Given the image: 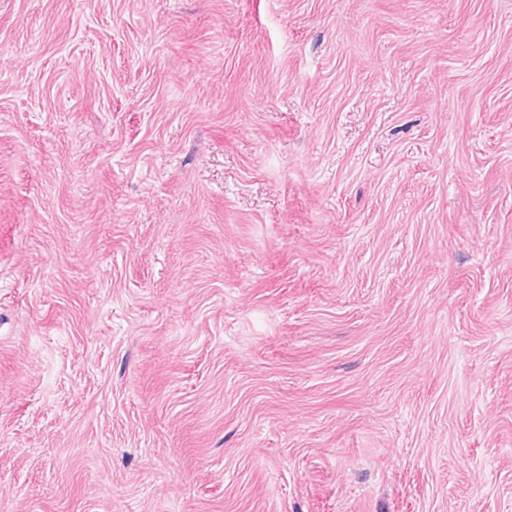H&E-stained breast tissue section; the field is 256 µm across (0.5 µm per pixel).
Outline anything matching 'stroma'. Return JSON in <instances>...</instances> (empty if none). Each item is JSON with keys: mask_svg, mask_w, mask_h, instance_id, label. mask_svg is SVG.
Wrapping results in <instances>:
<instances>
[{"mask_svg": "<svg viewBox=\"0 0 512 512\" xmlns=\"http://www.w3.org/2000/svg\"><path fill=\"white\" fill-rule=\"evenodd\" d=\"M0 512H512V0H0Z\"/></svg>", "mask_w": 512, "mask_h": 512, "instance_id": "obj_1", "label": "stroma"}]
</instances>
